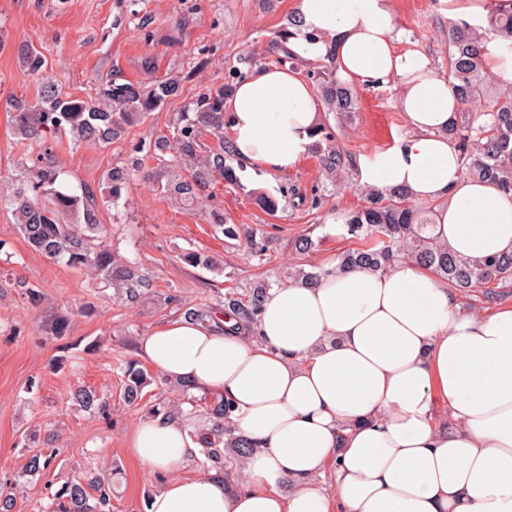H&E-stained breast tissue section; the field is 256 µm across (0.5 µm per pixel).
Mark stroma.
Instances as JSON below:
<instances>
[{
	"label": "stroma",
	"instance_id": "obj_1",
	"mask_svg": "<svg viewBox=\"0 0 512 512\" xmlns=\"http://www.w3.org/2000/svg\"><path fill=\"white\" fill-rule=\"evenodd\" d=\"M405 31L402 44L425 53L438 72L448 68V20L438 0H394ZM295 0H0V191L9 192L19 165L31 155L27 142L15 138L8 97L36 101L40 83L17 59L20 45L31 42L45 55L46 72L70 97L93 100L100 81L145 83L165 75L183 79L182 93L124 138L110 144L77 143L70 135L51 142L52 160L69 193L90 191L106 242L138 260L157 294L180 298L177 307L156 301L129 308L87 270L48 260L20 234L9 205H0V491L14 499L13 512H50L52 489L84 465L112 469L119 512H143L154 484L133 459L126 436L157 399L172 400L164 377L148 368L150 384L137 403L123 398L121 368L137 360L139 337L180 308L224 294L230 284L273 277L293 265L308 268L337 259L351 248L335 216L349 215L364 203L355 174L332 185L314 152H307L291 172L267 177L258 168L240 171L236 185L217 181L212 206L225 218L273 236L266 260L248 258L240 245L225 243L206 214L135 181L122 187L119 200L108 193L107 175L148 145L172 131L176 118L199 94L216 91L230 71L271 65L272 41L289 29ZM151 17L141 27L142 17ZM356 112L331 120L332 142L351 157L381 151L408 134L393 87H359ZM278 202L267 213L254 202V191ZM325 195L313 207L316 195ZM313 233L319 244L297 254L294 241ZM194 249L223 259L233 282L191 267L179 258ZM38 287L44 299L31 306L17 281ZM69 318L64 337L51 324ZM103 396L110 420L80 409L72 400L76 387ZM38 429L37 441L22 439L25 428ZM59 449L50 471L30 476L29 457L44 448Z\"/></svg>",
	"mask_w": 512,
	"mask_h": 512
}]
</instances>
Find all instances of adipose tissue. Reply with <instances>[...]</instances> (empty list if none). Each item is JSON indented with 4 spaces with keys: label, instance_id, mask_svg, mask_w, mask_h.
Instances as JSON below:
<instances>
[{
    "label": "adipose tissue",
    "instance_id": "ef3b65f1",
    "mask_svg": "<svg viewBox=\"0 0 512 512\" xmlns=\"http://www.w3.org/2000/svg\"><path fill=\"white\" fill-rule=\"evenodd\" d=\"M289 49L336 58L347 86H394L408 136L357 160L359 185L435 203L432 235L459 257L512 253V196L464 175L444 130L461 109L392 0H296ZM321 104L289 67L253 70L224 104L236 158L281 175L309 150ZM270 290L253 333L172 318L140 336L163 376L233 401L257 450L241 477L179 475L199 445L178 420L126 445L164 480L144 512H512V304L464 310L430 269L323 266Z\"/></svg>",
    "mask_w": 512,
    "mask_h": 512
}]
</instances>
